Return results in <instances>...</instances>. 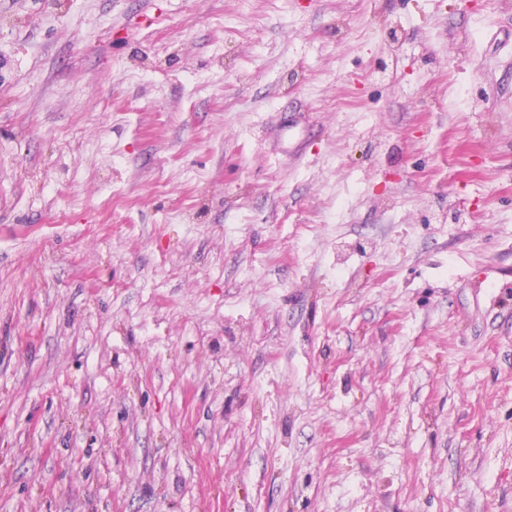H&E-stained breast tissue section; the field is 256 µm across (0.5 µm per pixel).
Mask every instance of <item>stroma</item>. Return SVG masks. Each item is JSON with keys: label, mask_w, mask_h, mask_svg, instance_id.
Returning a JSON list of instances; mask_svg holds the SVG:
<instances>
[{"label": "stroma", "mask_w": 512, "mask_h": 512, "mask_svg": "<svg viewBox=\"0 0 512 512\" xmlns=\"http://www.w3.org/2000/svg\"><path fill=\"white\" fill-rule=\"evenodd\" d=\"M0 512H512V0H0Z\"/></svg>", "instance_id": "stroma-1"}]
</instances>
